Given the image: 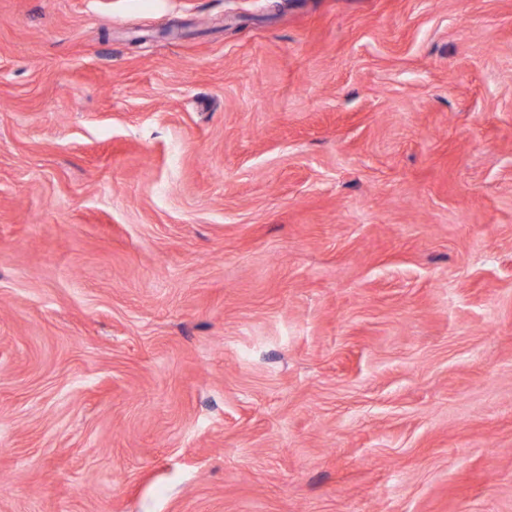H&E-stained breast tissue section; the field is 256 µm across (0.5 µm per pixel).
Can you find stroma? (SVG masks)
Instances as JSON below:
<instances>
[{
	"instance_id": "1",
	"label": "stroma",
	"mask_w": 512,
	"mask_h": 512,
	"mask_svg": "<svg viewBox=\"0 0 512 512\" xmlns=\"http://www.w3.org/2000/svg\"><path fill=\"white\" fill-rule=\"evenodd\" d=\"M0 512H512V0H0Z\"/></svg>"
}]
</instances>
